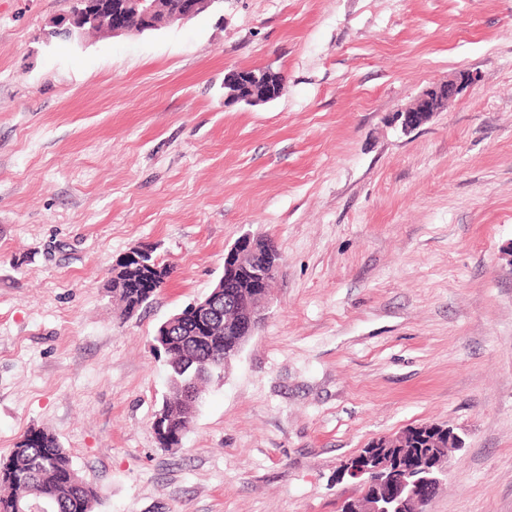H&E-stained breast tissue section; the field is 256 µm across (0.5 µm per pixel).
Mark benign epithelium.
I'll use <instances>...</instances> for the list:
<instances>
[{"label":"benign epithelium","instance_id":"obj_1","mask_svg":"<svg viewBox=\"0 0 512 512\" xmlns=\"http://www.w3.org/2000/svg\"><path fill=\"white\" fill-rule=\"evenodd\" d=\"M216 2L218 0H79L78 7L59 21L56 31L68 37L80 36L90 30L112 36L128 34L131 29L124 22L127 15L139 18V31L155 30L177 21L191 20L206 12ZM475 83L476 77L467 73L435 85L412 105L397 110L394 113L395 120L400 122L402 130L413 131L441 111L449 100ZM254 244L255 239L244 236L224 255V278L229 279L249 268ZM223 298L224 290L218 289L203 300L191 303L171 317L158 335L167 336L171 329L188 322L203 328L210 327L212 321L219 317L220 300ZM268 304L266 293L248 296L246 305L251 312L250 321H262ZM406 443L407 436L403 432L392 438L383 436L375 442V447L364 454L362 464L354 467L350 460H344L337 470V477L341 480L349 477L357 481L359 488L364 491L370 486L378 490L383 487L399 489L400 465L384 459L380 449L404 448ZM405 502L406 499L398 492L391 496L376 493L368 499L359 495L347 503L346 512H405Z\"/></svg>","mask_w":512,"mask_h":512}]
</instances>
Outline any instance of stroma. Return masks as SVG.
<instances>
[{
  "label": "stroma",
  "mask_w": 512,
  "mask_h": 512,
  "mask_svg": "<svg viewBox=\"0 0 512 512\" xmlns=\"http://www.w3.org/2000/svg\"><path fill=\"white\" fill-rule=\"evenodd\" d=\"M71 6L0 0V463L44 428L95 512H338L342 461L435 423L464 445L427 512H512V0H219L47 39ZM267 67L278 98L225 105ZM246 235L281 254L266 318L160 448L153 337ZM138 247L170 276L127 315ZM475 83L476 77L467 73L460 74L459 78L450 79L447 83L435 85L427 89L412 105L397 110L394 113L395 120L400 122L402 130L413 131L429 121L436 112H440L449 100ZM124 276L122 274H119L117 278H112V293L117 294L119 293L121 296L119 297L118 302L121 304L122 309L125 313L129 314V310L127 305L125 304L128 301L133 302L135 304L146 306V304L149 303L150 299L153 297L154 293L158 290H156L151 295H145V291L151 290L147 288H121V282L123 281ZM142 306V307H143Z\"/></svg>",
  "instance_id": "stroma-1"
}]
</instances>
